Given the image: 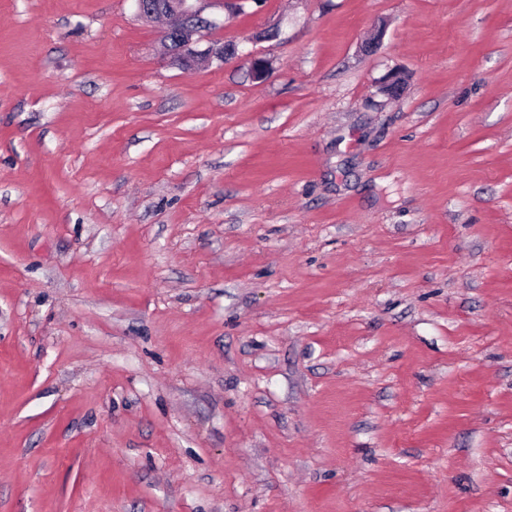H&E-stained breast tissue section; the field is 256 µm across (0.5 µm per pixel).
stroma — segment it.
<instances>
[{
	"label": "stroma",
	"mask_w": 512,
	"mask_h": 512,
	"mask_svg": "<svg viewBox=\"0 0 512 512\" xmlns=\"http://www.w3.org/2000/svg\"><path fill=\"white\" fill-rule=\"evenodd\" d=\"M203 18L0 0V512H512V0ZM138 14L145 19L161 16L166 20L162 40L168 53L182 67L191 69L197 61H209L206 54L191 49L202 26V8L210 0H135Z\"/></svg>",
	"instance_id": "stroma-1"
}]
</instances>
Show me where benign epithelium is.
Here are the masks:
<instances>
[{
	"label": "benign epithelium",
	"mask_w": 512,
	"mask_h": 512,
	"mask_svg": "<svg viewBox=\"0 0 512 512\" xmlns=\"http://www.w3.org/2000/svg\"><path fill=\"white\" fill-rule=\"evenodd\" d=\"M138 14L145 19L158 16L166 20L162 40L168 53L179 65L190 69L209 57L191 49L202 26L203 3L212 0H135Z\"/></svg>",
	"instance_id": "7a95c632"
}]
</instances>
